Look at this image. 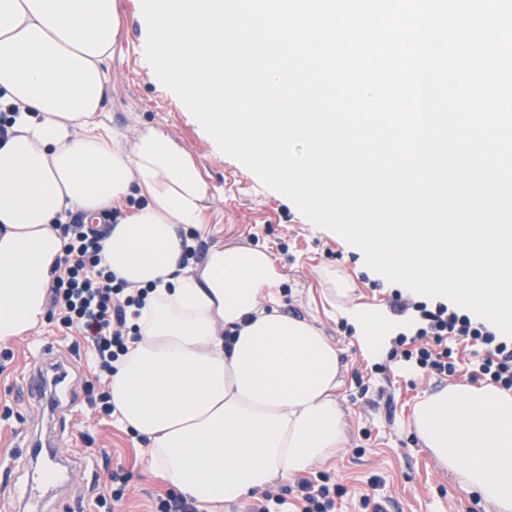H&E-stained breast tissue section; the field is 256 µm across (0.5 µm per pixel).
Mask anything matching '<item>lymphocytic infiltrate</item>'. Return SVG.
Here are the masks:
<instances>
[{
  "instance_id": "f902f5d3",
  "label": "lymphocytic infiltrate",
  "mask_w": 512,
  "mask_h": 512,
  "mask_svg": "<svg viewBox=\"0 0 512 512\" xmlns=\"http://www.w3.org/2000/svg\"><path fill=\"white\" fill-rule=\"evenodd\" d=\"M104 225L86 224L83 213H69L60 225L63 252L50 270V314L65 328L75 329L91 348L99 374L108 376L126 355L127 329L133 311L141 309L149 291L131 288L101 259ZM394 312L408 314L406 334L400 335L404 360L439 375L456 370L453 348H472L477 358L472 377L505 390L512 389V338L456 306L437 301L407 304L394 299Z\"/></svg>"
}]
</instances>
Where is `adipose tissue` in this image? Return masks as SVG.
<instances>
[{"label": "adipose tissue", "instance_id": "ef3b65f1", "mask_svg": "<svg viewBox=\"0 0 512 512\" xmlns=\"http://www.w3.org/2000/svg\"><path fill=\"white\" fill-rule=\"evenodd\" d=\"M121 31L116 0H0V103L20 107L0 146V340L45 316L58 219L118 212L103 260L153 291L109 381L112 407L151 472L195 503L233 502L344 446L340 356L263 302L282 278L266 251L216 246L204 267L183 262L209 186L165 132L146 125L125 143L107 122ZM342 315L369 359L402 328L358 305ZM412 426L461 487L512 512V392L448 384L416 404Z\"/></svg>", "mask_w": 512, "mask_h": 512}]
</instances>
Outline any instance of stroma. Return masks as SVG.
<instances>
[{
  "label": "stroma",
  "instance_id": "stroma-1",
  "mask_svg": "<svg viewBox=\"0 0 512 512\" xmlns=\"http://www.w3.org/2000/svg\"><path fill=\"white\" fill-rule=\"evenodd\" d=\"M117 6L123 35L112 58L108 118L120 139L132 138L143 125H154L193 155L211 189L197 264H204L215 245L267 248L283 274L274 290L281 311L313 322L340 353L337 395L346 413L348 441L335 456L317 464L310 479L344 488L335 512H371L373 502L386 512H496L455 482L410 425L424 393L451 381H470L468 348L457 346V370L449 377L386 353L365 359L354 328L338 314L322 274L333 271L349 282V304L387 314L398 284L370 269L360 249L313 224L241 162L217 152L189 109L148 65L140 0H117ZM49 342L75 364L82 396L75 425L56 442L55 450L60 457L88 462L87 469L73 471L68 483L58 488V497L67 503L80 501L82 512H154L167 483L149 472L143 441L115 416L91 405V398L107 391L108 380L96 378L90 351L74 349L71 331L54 319H45L25 336L0 341V354L13 355L0 373V449L11 447L15 433H47L46 417L20 401L19 388ZM106 488L122 490L121 501L101 504L98 495Z\"/></svg>",
  "mask_w": 512,
  "mask_h": 512
}]
</instances>
